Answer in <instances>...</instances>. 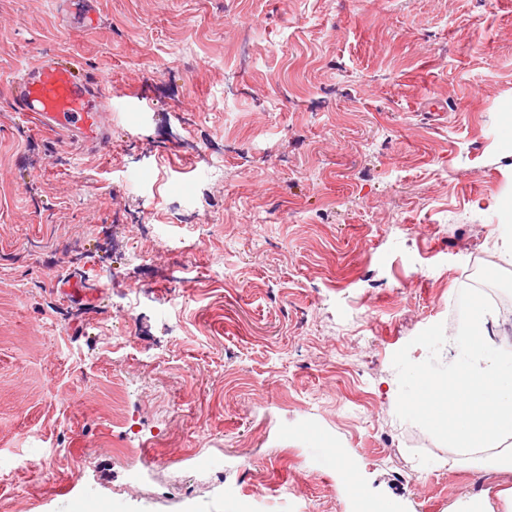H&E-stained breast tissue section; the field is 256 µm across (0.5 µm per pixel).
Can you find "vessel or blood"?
Listing matches in <instances>:
<instances>
[{"instance_id":"vessel-or-blood-1","label":"vessel or blood","mask_w":512,"mask_h":512,"mask_svg":"<svg viewBox=\"0 0 512 512\" xmlns=\"http://www.w3.org/2000/svg\"><path fill=\"white\" fill-rule=\"evenodd\" d=\"M94 83L68 58L39 60L13 81L12 105L39 129L103 145L102 102Z\"/></svg>"}]
</instances>
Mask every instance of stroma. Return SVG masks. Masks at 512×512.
Wrapping results in <instances>:
<instances>
[{"mask_svg": "<svg viewBox=\"0 0 512 512\" xmlns=\"http://www.w3.org/2000/svg\"><path fill=\"white\" fill-rule=\"evenodd\" d=\"M96 2L0 0V512H366L342 456L401 512L497 491L407 403L470 265L512 298V0ZM60 53L110 146L14 111Z\"/></svg>", "mask_w": 512, "mask_h": 512, "instance_id": "stroma-1", "label": "stroma"}]
</instances>
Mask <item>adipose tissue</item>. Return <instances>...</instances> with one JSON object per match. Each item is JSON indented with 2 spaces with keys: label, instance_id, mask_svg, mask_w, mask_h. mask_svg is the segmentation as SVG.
I'll return each mask as SVG.
<instances>
[{
  "label": "adipose tissue",
  "instance_id": "ef3b65f1",
  "mask_svg": "<svg viewBox=\"0 0 512 512\" xmlns=\"http://www.w3.org/2000/svg\"><path fill=\"white\" fill-rule=\"evenodd\" d=\"M496 312L468 315L449 340L447 372L428 375L410 409L456 448H495L512 437V339L493 341Z\"/></svg>",
  "mask_w": 512,
  "mask_h": 512
}]
</instances>
